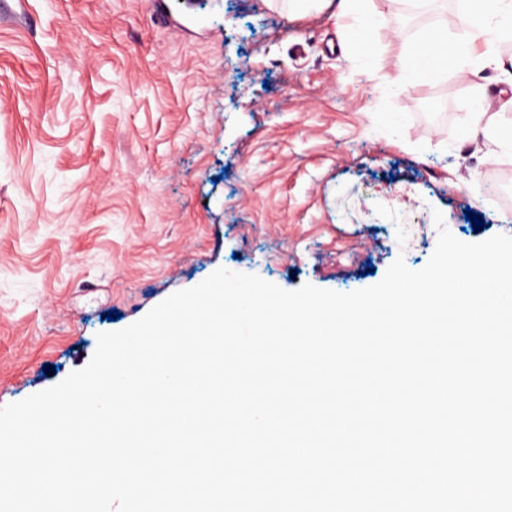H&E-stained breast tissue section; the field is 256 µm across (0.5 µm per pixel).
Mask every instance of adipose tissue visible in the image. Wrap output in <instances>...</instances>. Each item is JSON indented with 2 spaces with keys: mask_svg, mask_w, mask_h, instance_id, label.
Returning <instances> with one entry per match:
<instances>
[{
  "mask_svg": "<svg viewBox=\"0 0 512 512\" xmlns=\"http://www.w3.org/2000/svg\"><path fill=\"white\" fill-rule=\"evenodd\" d=\"M496 4L493 15L480 13L474 16L466 40H449L445 33L437 29L425 32L409 49L415 74L427 80L438 78L444 71L439 63L440 58L449 57L451 65L461 66L478 43L486 48L484 64L505 68V61L495 55L493 47L496 41L512 37V0H496Z\"/></svg>",
  "mask_w": 512,
  "mask_h": 512,
  "instance_id": "adipose-tissue-1",
  "label": "adipose tissue"
}]
</instances>
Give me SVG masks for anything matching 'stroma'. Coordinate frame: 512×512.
Wrapping results in <instances>:
<instances>
[{"label": "stroma", "mask_w": 512, "mask_h": 512, "mask_svg": "<svg viewBox=\"0 0 512 512\" xmlns=\"http://www.w3.org/2000/svg\"><path fill=\"white\" fill-rule=\"evenodd\" d=\"M406 3L0 0V407L218 268L348 293L422 269L433 211L512 235V112L468 137L471 77L412 74Z\"/></svg>", "instance_id": "35a3bbf8"}]
</instances>
